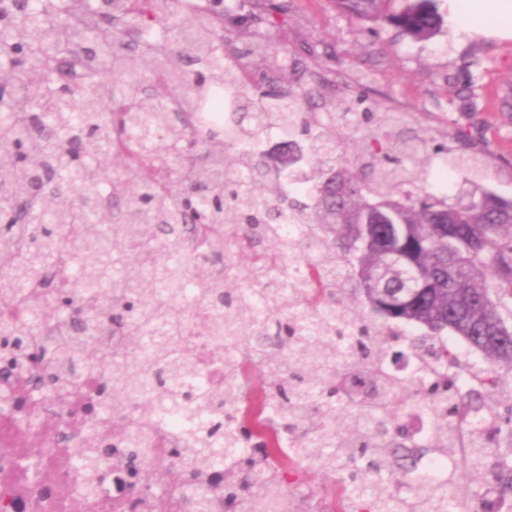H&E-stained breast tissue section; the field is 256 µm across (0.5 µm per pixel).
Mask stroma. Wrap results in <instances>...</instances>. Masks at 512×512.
<instances>
[{"label":"stroma","mask_w":512,"mask_h":512,"mask_svg":"<svg viewBox=\"0 0 512 512\" xmlns=\"http://www.w3.org/2000/svg\"><path fill=\"white\" fill-rule=\"evenodd\" d=\"M271 34L280 50L249 60L251 75L274 71L295 87L326 81L325 111L352 104L358 135L366 104L393 112L425 140V186L449 203H468L478 186L512 199V37L461 31L447 14L432 41L414 43L340 14L331 0H288ZM452 152L482 154L485 175L454 169L434 180Z\"/></svg>","instance_id":"1"}]
</instances>
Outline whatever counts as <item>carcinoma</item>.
Masks as SVG:
<instances>
[{"mask_svg": "<svg viewBox=\"0 0 512 512\" xmlns=\"http://www.w3.org/2000/svg\"><path fill=\"white\" fill-rule=\"evenodd\" d=\"M19 0L0 5V69L10 95L0 98V305L28 309L26 321L0 328V382L16 412L35 407L13 373L40 364L36 341L48 317L86 311L82 336L56 347L38 388L80 405L89 416L73 432L97 448L123 445V475L153 491V512H270L284 503L279 450L315 466L345 496L368 493V512H487L475 488L454 490L460 473L484 472L488 447L480 428L459 424L460 409L487 411L506 433L498 455L500 497L512 494V407L500 411L501 373L512 372V200L484 192L466 206L416 188L425 142L375 113L372 133L343 155L336 127L312 110L321 84L290 88L274 74L250 79L246 59L277 51L267 33L243 47L226 37L231 13L212 0H110L112 20L99 21L91 0ZM342 14L398 29L415 42L440 31L436 0H331ZM251 17L268 27L286 5L250 0ZM70 12L71 26L46 17ZM237 106L228 121L197 127L194 114L224 89ZM288 145L309 143L316 157L308 198L288 197L292 174L255 151L267 126ZM121 161L104 181L100 161ZM302 236L281 235L280 223ZM190 228L185 238L184 228ZM198 257L236 260L224 274ZM317 269L319 288L289 277L291 265ZM46 269L62 288L45 298L31 288ZM416 274L401 293L404 272ZM381 276L364 291L361 279ZM272 279L279 288L266 285ZM192 306L206 313L202 329L215 349L234 341L237 358L224 385L183 394L195 366L185 342L190 311L180 304L187 281ZM78 289L73 294L69 287ZM117 341L98 340L103 325ZM423 330L400 338L391 330ZM458 336L488 362L439 372L421 363L416 379L388 368L390 347L448 355L443 336ZM263 374L257 388L252 371ZM148 395L151 421L119 425L115 398ZM424 405L430 418L418 439L399 413ZM177 411L187 426L180 447L166 448L165 418ZM162 448L150 471L137 465L146 436ZM4 453V480L20 483L25 468ZM84 478L78 512L98 509L104 473L83 449L58 450ZM422 457L462 463L422 482Z\"/></svg>", "mask_w": 512, "mask_h": 512, "instance_id": "cac0c4a2", "label": "carcinoma"}]
</instances>
